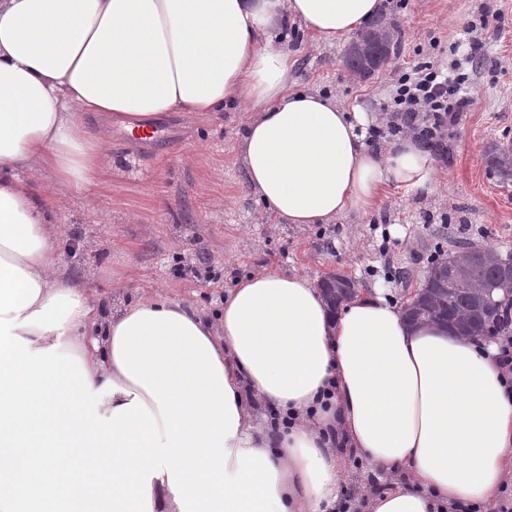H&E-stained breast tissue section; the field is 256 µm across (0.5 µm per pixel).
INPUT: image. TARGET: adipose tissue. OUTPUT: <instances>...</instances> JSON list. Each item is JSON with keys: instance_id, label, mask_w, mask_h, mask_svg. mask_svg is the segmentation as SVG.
<instances>
[{"instance_id": "obj_1", "label": "adipose tissue", "mask_w": 512, "mask_h": 512, "mask_svg": "<svg viewBox=\"0 0 512 512\" xmlns=\"http://www.w3.org/2000/svg\"><path fill=\"white\" fill-rule=\"evenodd\" d=\"M382 0H0V501L7 512H459L512 472L498 346L413 325L381 291L332 310L302 275L232 288L219 322L165 296L101 318L67 278L36 170L92 184L113 125L249 106L248 188L330 224L433 177L366 113L293 87L291 20L336 43ZM94 115L88 125L86 115ZM293 417L259 427L256 404ZM391 477L347 498L345 453Z\"/></svg>"}]
</instances>
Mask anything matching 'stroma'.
<instances>
[{
	"instance_id": "35a3bbf8",
	"label": "stroma",
	"mask_w": 512,
	"mask_h": 512,
	"mask_svg": "<svg viewBox=\"0 0 512 512\" xmlns=\"http://www.w3.org/2000/svg\"><path fill=\"white\" fill-rule=\"evenodd\" d=\"M383 13L399 48L364 79L344 65L348 41L330 45L289 25L298 88L380 116L402 72L426 58L448 69L464 25L491 17L480 33L484 64L473 74L479 95L446 151L433 153L426 188L388 189L373 210L330 224H285L246 186L237 146L247 105L165 112L153 119L164 129L160 142L113 128L107 173L87 192L52 199L67 274L113 313L162 291L212 318L240 279L264 270L315 282L346 273L362 288L385 286L399 305L435 246H512V180L501 181L485 159L492 142L512 141V0H386Z\"/></svg>"
}]
</instances>
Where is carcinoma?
Listing matches in <instances>:
<instances>
[{
  "mask_svg": "<svg viewBox=\"0 0 512 512\" xmlns=\"http://www.w3.org/2000/svg\"><path fill=\"white\" fill-rule=\"evenodd\" d=\"M397 49L393 28L386 16L370 21L366 35L354 41L346 66L367 77ZM489 167L505 181L512 179V146L488 147ZM328 305L337 308L356 295V289L336 282H322ZM412 323H438L454 336H502L512 334V251L494 245L465 246L458 255L438 254L406 310Z\"/></svg>",
  "mask_w": 512,
  "mask_h": 512,
  "instance_id": "obj_1",
  "label": "carcinoma"
}]
</instances>
